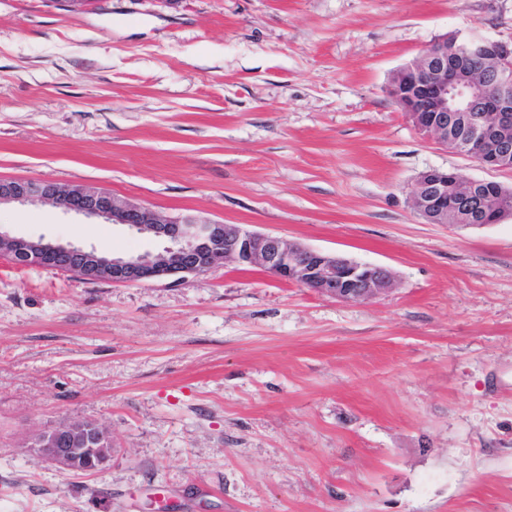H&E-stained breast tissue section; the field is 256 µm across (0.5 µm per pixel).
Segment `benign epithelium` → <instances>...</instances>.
I'll return each instance as SVG.
<instances>
[{
	"label": "benign epithelium",
	"mask_w": 512,
	"mask_h": 512,
	"mask_svg": "<svg viewBox=\"0 0 512 512\" xmlns=\"http://www.w3.org/2000/svg\"><path fill=\"white\" fill-rule=\"evenodd\" d=\"M387 93L421 135L451 148L462 134L465 155L492 170H512V40L474 34L435 41L396 71ZM450 187L456 199L454 217L468 222L482 199V182L456 171L429 169L418 175L413 188L418 214L425 219L432 213L448 218ZM11 203H50L167 243L156 254L108 256L95 248L18 236L0 228V257L21 267L60 265L91 282L139 284L201 275L231 262L343 302L369 301L393 286V274L384 266L241 224H219L194 215L161 216L98 187L1 179L0 205ZM85 424L102 433L104 445L85 446ZM33 452L66 471H97L112 459V437L96 423L75 419L40 433Z\"/></svg>",
	"instance_id": "benign-epithelium-1"
}]
</instances>
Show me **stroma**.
<instances>
[{
  "label": "stroma",
  "instance_id": "stroma-1",
  "mask_svg": "<svg viewBox=\"0 0 512 512\" xmlns=\"http://www.w3.org/2000/svg\"><path fill=\"white\" fill-rule=\"evenodd\" d=\"M512 39V0H0V179L106 189L389 268L348 303L224 265L87 282L0 258V512H512V216L412 207L428 169L512 172L389 98L430 43ZM20 236L157 253L51 204ZM85 419L112 460L32 454ZM79 425L96 428L102 433L104 445L85 446L86 439ZM62 441H67L69 447H63ZM32 450L38 457L55 463L66 471H97L112 459V437L105 428L96 423L75 419L40 433L38 446Z\"/></svg>",
  "mask_w": 512,
  "mask_h": 512
}]
</instances>
